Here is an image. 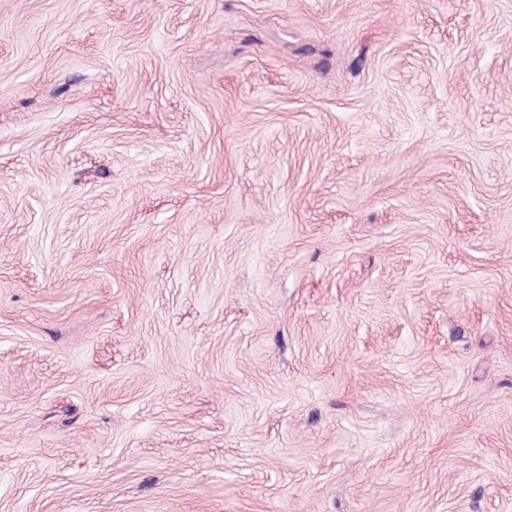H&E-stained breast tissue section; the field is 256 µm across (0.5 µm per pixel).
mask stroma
<instances>
[{
  "label": "stroma",
  "mask_w": 512,
  "mask_h": 512,
  "mask_svg": "<svg viewBox=\"0 0 512 512\" xmlns=\"http://www.w3.org/2000/svg\"><path fill=\"white\" fill-rule=\"evenodd\" d=\"M0 512H512V0H0Z\"/></svg>",
  "instance_id": "stroma-1"
}]
</instances>
